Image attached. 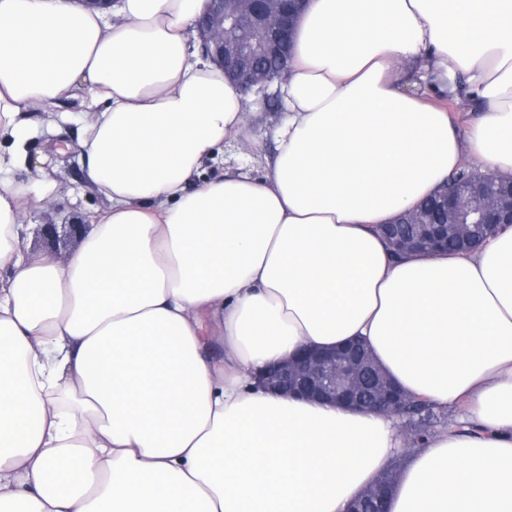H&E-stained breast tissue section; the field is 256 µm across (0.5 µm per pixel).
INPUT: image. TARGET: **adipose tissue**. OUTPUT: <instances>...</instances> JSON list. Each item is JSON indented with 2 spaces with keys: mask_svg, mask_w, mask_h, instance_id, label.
<instances>
[{
  "mask_svg": "<svg viewBox=\"0 0 512 512\" xmlns=\"http://www.w3.org/2000/svg\"><path fill=\"white\" fill-rule=\"evenodd\" d=\"M205 6L0 0V512H344L398 420L256 376L354 339L451 414L389 512H512V226L466 255L380 233L463 159L512 181V0H307L262 181L208 172L245 115L191 44ZM81 86L109 205L34 260L19 216L55 186L10 175L24 114Z\"/></svg>",
  "mask_w": 512,
  "mask_h": 512,
  "instance_id": "1",
  "label": "adipose tissue"
}]
</instances>
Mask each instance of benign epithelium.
<instances>
[{"mask_svg": "<svg viewBox=\"0 0 512 512\" xmlns=\"http://www.w3.org/2000/svg\"><path fill=\"white\" fill-rule=\"evenodd\" d=\"M305 0H208L207 10L196 22L194 32L201 51L219 64L238 87L248 91L263 88L275 79L257 60L276 58L287 72L288 51L295 12ZM244 27L257 34L245 45L236 37ZM435 209L448 214V222L437 224L432 214L413 207L400 214L399 224L413 225L401 233L391 227L386 238L393 253L434 254L448 243V233L457 226H470L473 239L498 224L512 225V183L498 182L488 173L459 181L449 193L435 198ZM75 233L73 224H44L42 242L56 245ZM261 383L286 397L316 400L354 410L394 415L402 419V430L411 437L414 399L403 393L377 366L370 350L355 342L341 348H300L290 360L269 365L260 375ZM407 450L396 454L388 475L375 481L347 512H386L385 499L392 476L402 468Z\"/></svg>", "mask_w": 512, "mask_h": 512, "instance_id": "obj_1", "label": "benign epithelium"}]
</instances>
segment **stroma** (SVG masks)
I'll return each instance as SVG.
<instances>
[{
  "label": "stroma",
  "mask_w": 512,
  "mask_h": 512,
  "mask_svg": "<svg viewBox=\"0 0 512 512\" xmlns=\"http://www.w3.org/2000/svg\"><path fill=\"white\" fill-rule=\"evenodd\" d=\"M247 102L250 111L243 135L225 146L218 167L223 171L241 167L261 179L266 175V160L276 152L275 129L283 117V110L275 98L260 93H248ZM90 108L88 94L78 89L59 104L57 111L30 113L34 133L27 143V151L42 161L43 174L55 183L56 188L37 212L23 216V223L81 224L87 213L105 206V198L82 176L81 117Z\"/></svg>",
  "instance_id": "35a3bbf8"
}]
</instances>
